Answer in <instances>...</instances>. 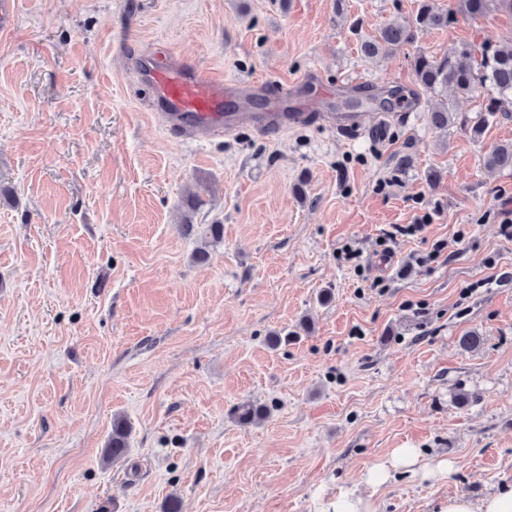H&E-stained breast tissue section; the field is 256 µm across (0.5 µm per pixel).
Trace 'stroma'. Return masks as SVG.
I'll use <instances>...</instances> for the list:
<instances>
[{
  "mask_svg": "<svg viewBox=\"0 0 512 512\" xmlns=\"http://www.w3.org/2000/svg\"><path fill=\"white\" fill-rule=\"evenodd\" d=\"M417 3L16 0L0 29V512H325L367 490L377 512H437L512 484V284L490 281L512 270V170L485 165L512 119L440 131L425 91L381 136L316 118L359 87L415 88L416 53L512 39L497 0L476 19L434 0L458 10L450 28L361 52ZM159 51L255 84L258 111L315 118L180 137L141 73ZM427 213V239L392 237ZM188 224L224 227L206 263ZM431 239L449 260L402 273ZM348 242L360 269L337 258ZM246 401L267 418L240 423ZM117 417L131 433L112 463ZM398 448L453 468L369 489Z\"/></svg>",
  "mask_w": 512,
  "mask_h": 512,
  "instance_id": "1",
  "label": "stroma"
}]
</instances>
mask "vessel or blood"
I'll list each match as a JSON object with an SVG mask.
<instances>
[{"label": "vessel or blood", "mask_w": 512, "mask_h": 512, "mask_svg": "<svg viewBox=\"0 0 512 512\" xmlns=\"http://www.w3.org/2000/svg\"><path fill=\"white\" fill-rule=\"evenodd\" d=\"M151 77L157 87L162 120L191 138L210 139L242 127L274 132L305 124L310 118L306 112L222 111L230 84L177 58L157 67Z\"/></svg>", "instance_id": "vessel-or-blood-1"}]
</instances>
